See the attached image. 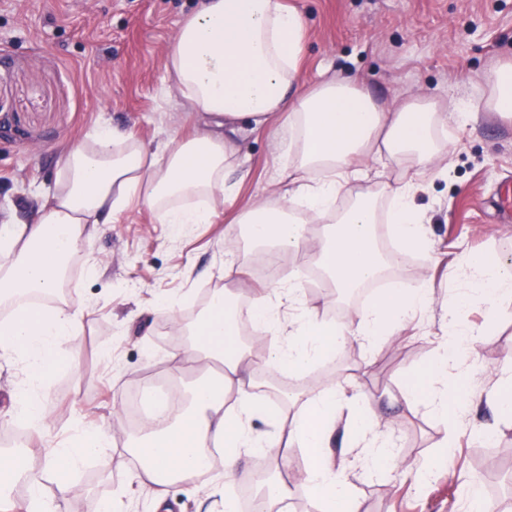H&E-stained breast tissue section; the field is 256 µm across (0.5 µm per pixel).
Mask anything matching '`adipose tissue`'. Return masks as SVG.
I'll list each match as a JSON object with an SVG mask.
<instances>
[{
    "mask_svg": "<svg viewBox=\"0 0 512 512\" xmlns=\"http://www.w3.org/2000/svg\"><path fill=\"white\" fill-rule=\"evenodd\" d=\"M307 22L284 0H205L180 24L163 67L167 80L197 118L191 136L172 135L149 148L118 127L102 128L69 149L52 188L38 193L25 215L11 214L0 226V307L11 309L0 324V352L20 353L31 380H47L65 364L64 337L74 335L90 308L86 303L50 310L23 305V298L50 297L60 288L70 257L100 225L112 223L129 207L148 209L158 223L188 231L213 223L217 203L236 199L246 172L237 162L243 130L269 132L283 161L284 196L266 197L239 208L238 233L268 256L298 250L319 238L315 262L336 290L360 288L385 267L399 265V252L382 254L378 220L392 225L404 248L430 251L425 216L416 197L427 181L447 178L449 142L438 130L449 114L463 124L493 115L512 124V58L477 73L478 96L442 104L431 95L398 103L375 100L355 76L325 78L300 88ZM388 158L401 168L396 183L371 176L368 160ZM450 277L464 288L442 309L440 352L425 375L408 378L410 406L425 405L443 424L440 446L451 451L461 419L475 403L459 374L475 352L481 330L466 323L471 306L512 300V267L487 253L454 266ZM299 274L253 289L251 328L273 336L269 354L281 370L301 372L354 338L373 347L381 336H395L433 304L430 280L395 288L360 310L355 319L329 324L300 299ZM233 295L217 292L189 334L190 347L173 353L174 371L188 363L219 359L220 376L199 379L178 401L163 399L136 443L141 466L136 483L151 494V512H165L176 482L205 467L212 448L223 447L224 468L211 475L212 491L250 480L241 468L247 454L281 443L305 449L304 481L315 512H358L353 490L326 453L337 427H344L353 467L383 478L399 454L396 433L383 427L369 408L334 388L306 400L293 417L270 418L271 434L257 433L253 403L257 382L235 320ZM235 393L236 406L224 398ZM67 442H45L42 459L55 477L46 493L42 475L23 453L0 455V512H62L69 474L89 456H105L112 433L75 421ZM24 481L25 498L5 494L4 485Z\"/></svg>",
    "mask_w": 512,
    "mask_h": 512,
    "instance_id": "adipose-tissue-1",
    "label": "adipose tissue"
}]
</instances>
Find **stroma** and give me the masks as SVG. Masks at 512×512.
Wrapping results in <instances>:
<instances>
[{"mask_svg":"<svg viewBox=\"0 0 512 512\" xmlns=\"http://www.w3.org/2000/svg\"><path fill=\"white\" fill-rule=\"evenodd\" d=\"M306 18L302 82L355 74L381 102L410 95L443 101L477 95L470 78L512 57V0H286ZM200 0H0V220L11 207H27L32 194L54 185L62 156L103 126L126 129L147 146L173 134L190 135L195 119L164 79L163 59L180 22ZM456 143L447 178L434 180L417 197L429 220L433 258L415 265L411 281H434V310L422 325L384 337L373 349L350 342L301 374L276 372L268 363V339L249 330L251 307L237 303L240 341L257 362L256 376L277 377L276 388L301 398L352 377V390L381 418L395 422L399 466L372 481L350 466L343 431L328 452L353 485L359 512H461L466 482L481 480L487 498L512 512V419L488 403L498 392L500 369L512 362V303L475 308L468 322L484 334L468 362L465 389L478 408L457 428V446H438L441 425L423 408H408L404 380L437 356L442 335L439 310L455 284L448 267L488 252L512 261V213L496 205L497 191L512 178V127L486 118L472 128L449 124ZM248 170L238 200L220 204L214 223L181 232L158 223L144 209H130L102 225L71 260L61 290L64 300L91 308L81 332L64 348L74 367L47 386L41 410L48 438L72 433L78 416L112 431L110 463L91 459L72 474L66 512H92L96 502L127 494L130 512H146L135 493L139 467L124 420L132 384L154 369L169 370L171 353L186 348L191 327L215 289H248L269 278L243 254L227 256L225 236L240 204L273 193L277 166L269 136L240 137ZM97 274L88 275V266ZM244 275H228L229 267ZM165 295L179 296L176 321L158 311ZM474 427L501 429L488 444L469 438ZM428 459L434 480L416 486L415 463ZM254 472L272 470L290 490L288 512H314L304 485L303 451L248 458Z\"/></svg>","mask_w":512,"mask_h":512,"instance_id":"1","label":"stroma"}]
</instances>
